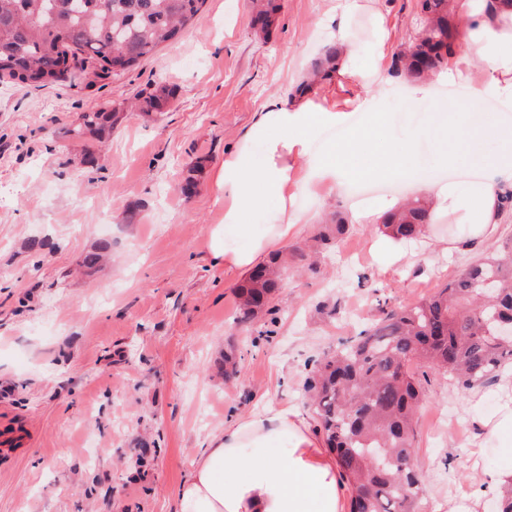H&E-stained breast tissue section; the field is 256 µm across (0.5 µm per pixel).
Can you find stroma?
<instances>
[{
  "label": "stroma",
  "instance_id": "1",
  "mask_svg": "<svg viewBox=\"0 0 512 512\" xmlns=\"http://www.w3.org/2000/svg\"><path fill=\"white\" fill-rule=\"evenodd\" d=\"M267 34L249 24V0H205L202 18L118 77L74 69L44 88L0 84V512H177V490L208 439L237 417L285 403L315 421L304 382L317 360L378 316L430 296L478 257L512 238V209L488 241L445 217L392 262L376 255L377 223L349 207L417 198L414 179L371 194L296 191L313 212L287 249L310 244L326 213L348 220L322 251L317 273L287 275L274 311L236 324L243 275L213 265L207 224L224 221L210 171L224 161L270 98L308 72L330 40L319 22L336 0H280ZM393 49L413 43L417 0H376ZM163 83L165 112L124 115L96 164L69 130L93 106H121ZM439 86L409 108L394 78L375 98L400 138L423 123ZM198 191L185 197L186 180ZM47 241L35 251L30 244ZM109 259L81 266L101 241ZM239 375L224 379V353ZM417 417L421 512H496L473 500L498 440L484 421L512 399L496 380L462 392L431 374Z\"/></svg>",
  "mask_w": 512,
  "mask_h": 512
}]
</instances>
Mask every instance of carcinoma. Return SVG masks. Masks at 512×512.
Listing matches in <instances>:
<instances>
[{
  "label": "carcinoma",
  "instance_id": "1",
  "mask_svg": "<svg viewBox=\"0 0 512 512\" xmlns=\"http://www.w3.org/2000/svg\"><path fill=\"white\" fill-rule=\"evenodd\" d=\"M205 0H0V81L44 87L79 65L120 76L160 45L179 39L201 18ZM449 0H419L425 26L414 43L396 52L391 73L423 78L445 67L455 52ZM252 25L265 31L274 0H251ZM336 46L323 48L313 75L335 68ZM165 86L135 98L128 109L162 111ZM119 110L83 112L70 130L78 139L112 134ZM430 224L426 202L415 199L382 217L395 239L420 237ZM314 273L316 262L299 251L278 252L252 269L237 287L236 321L250 323L269 311L282 288L286 263ZM512 240L485 256L428 298L379 308L378 318L326 355L304 388L315 404L319 431L348 485L349 512H419L425 477L414 448V418L433 371L463 392L512 364Z\"/></svg>",
  "mask_w": 512,
  "mask_h": 512
}]
</instances>
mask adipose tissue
Instances as JSON below:
<instances>
[{"label": "adipose tissue", "mask_w": 512, "mask_h": 512, "mask_svg": "<svg viewBox=\"0 0 512 512\" xmlns=\"http://www.w3.org/2000/svg\"><path fill=\"white\" fill-rule=\"evenodd\" d=\"M370 0H340L334 33L336 72L290 100L274 99L256 112L236 146L225 152L212 181L224 197V221L208 224L210 258L228 270L253 269L283 246L305 223L293 207L297 185L344 184L358 178L406 177L420 166L421 141H431L441 168H476L479 182L420 186L434 216L454 215L477 241L489 238L500 221L502 199L512 191V114L486 112L492 96L512 102V0H452L454 37L464 55L435 72L432 80L465 84L464 98L434 113L430 122L401 139L382 134L384 113L373 111L375 87L388 84L389 32L375 15L368 68H353L358 45L343 21L368 10ZM361 112L358 123L336 106L337 97ZM344 126L347 139L313 143L329 127ZM500 143L492 154L484 143ZM269 217L262 231L252 219ZM179 512H347L333 456L292 407H270L237 418L214 434L178 491Z\"/></svg>", "instance_id": "adipose-tissue-1"}]
</instances>
